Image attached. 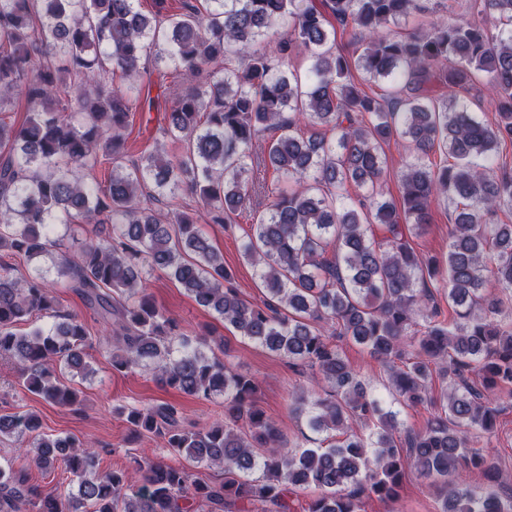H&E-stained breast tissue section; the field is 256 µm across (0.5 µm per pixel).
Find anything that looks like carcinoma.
Instances as JSON below:
<instances>
[{
  "label": "carcinoma",
  "mask_w": 512,
  "mask_h": 512,
  "mask_svg": "<svg viewBox=\"0 0 512 512\" xmlns=\"http://www.w3.org/2000/svg\"><path fill=\"white\" fill-rule=\"evenodd\" d=\"M210 2L202 11L184 0L170 14L167 0H155L148 17L136 0H0V112L18 95L32 105L19 126L0 119V251L53 263L111 328L113 369L149 367L188 395L224 396V420L207 428L185 426L168 403L115 407L132 433L163 438L172 453L220 468L224 481H192L160 460L101 472L97 450L40 435L37 415L1 414L0 439L29 442L37 467L61 461L80 483L61 495L29 483L23 468L0 467V512H293L310 486L319 494L302 512H362L366 499L397 498L411 466L439 486L441 512H512L511 484L466 481L474 469L498 470L474 439L493 436L512 401V224L492 220L512 210V174L493 171L506 165L499 146L512 143V0H477L472 19L432 20L406 35L391 26L416 0H324L322 11L311 0ZM328 14L353 27L357 57L336 50ZM281 26L287 37L256 49ZM161 41L168 49L157 58L188 83L167 87L164 134L182 154L171 161L156 147L127 160L132 117L144 111L137 80ZM297 53L311 61L303 77L288 69ZM355 70L391 91L368 93ZM476 73L490 93V123L465 102ZM395 137L418 156L401 175L398 202L380 185ZM437 146L453 162L424 163ZM102 161L112 164L106 185L79 176ZM180 192L205 204L215 224L249 211L254 195L272 196L242 246L265 289L261 303L241 297L189 213L144 204ZM440 199L454 207L444 266L405 234L425 232ZM107 223L78 259L59 252L56 225ZM375 224L387 232L380 241ZM156 271L326 384L325 394L291 403L321 446L286 448L258 405L254 376L197 347L174 350L178 324L147 293ZM442 281L457 315L451 328L434 294ZM36 315L53 323L17 333ZM342 339L381 364L407 405L433 400L438 368L449 388L425 429L399 430L341 356ZM91 344L53 282L0 262V357L17 360L24 389L79 406L80 391L53 366L84 372Z\"/></svg>",
  "instance_id": "carcinoma-1"
}]
</instances>
